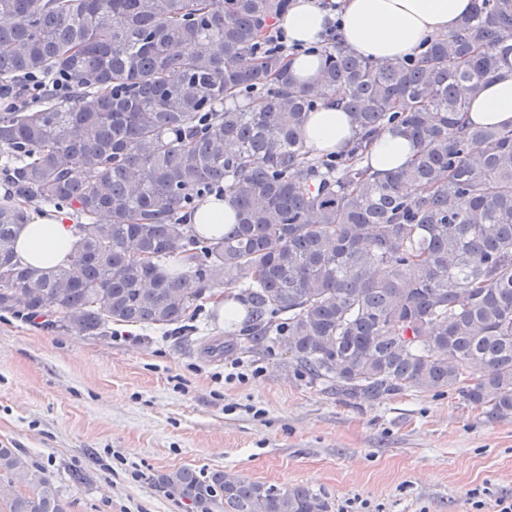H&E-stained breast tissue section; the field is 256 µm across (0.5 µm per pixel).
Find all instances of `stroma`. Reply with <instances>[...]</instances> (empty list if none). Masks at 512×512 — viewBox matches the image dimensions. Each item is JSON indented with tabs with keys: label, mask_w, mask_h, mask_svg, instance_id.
<instances>
[{
	"label": "stroma",
	"mask_w": 512,
	"mask_h": 512,
	"mask_svg": "<svg viewBox=\"0 0 512 512\" xmlns=\"http://www.w3.org/2000/svg\"><path fill=\"white\" fill-rule=\"evenodd\" d=\"M227 340L236 348L208 353ZM1 445L50 475L72 512H200L158 482L181 468L305 485L332 512H495L512 497V418L448 388L338 396L276 345L224 332L214 300L178 326L100 336L0 312Z\"/></svg>",
	"instance_id": "35a3bbf8"
}]
</instances>
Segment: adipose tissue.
<instances>
[{
  "instance_id": "obj_1",
  "label": "adipose tissue",
  "mask_w": 512,
  "mask_h": 512,
  "mask_svg": "<svg viewBox=\"0 0 512 512\" xmlns=\"http://www.w3.org/2000/svg\"><path fill=\"white\" fill-rule=\"evenodd\" d=\"M473 0H344L339 14L322 8L318 0H291L281 18L289 42L304 51L291 58L288 70L298 86L316 84L323 59L314 48L323 40L326 23L338 18V39L352 54L371 62L402 59L421 52L428 39L454 31L468 14ZM468 120L479 124L512 123V72L490 80L470 103ZM355 134L349 113L340 106L323 104L311 112L303 129L306 145L317 154L344 152ZM415 154L405 137L383 132L376 137L369 157L373 170L400 169ZM229 200L210 195L184 215L187 230L195 235L220 234L234 223ZM76 240L73 225L56 214H40L16 241L17 253L37 267L69 265Z\"/></svg>"
}]
</instances>
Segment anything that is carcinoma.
Listing matches in <instances>:
<instances>
[{"label": "carcinoma", "mask_w": 512, "mask_h": 512, "mask_svg": "<svg viewBox=\"0 0 512 512\" xmlns=\"http://www.w3.org/2000/svg\"><path fill=\"white\" fill-rule=\"evenodd\" d=\"M285 0H0V85L51 91L0 112V311L95 336L166 327L224 289L244 340L268 337L314 382L354 400L455 389L512 417V125H470L469 97L512 70V0H476L457 29L400 60L337 41L318 83L260 50ZM249 58L252 64L240 62ZM336 101L356 133L314 155L309 113ZM389 130L417 146L371 170ZM223 188L224 237H190L182 212ZM41 206L82 218L72 266L22 262ZM161 484L202 512H331L305 486L181 468ZM6 512H70L44 470L0 447Z\"/></svg>", "instance_id": "1"}]
</instances>
